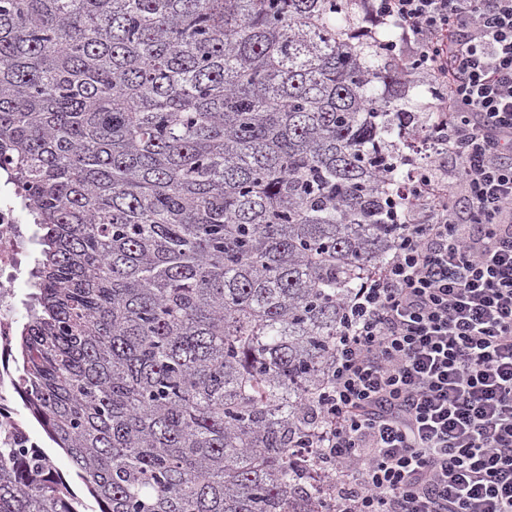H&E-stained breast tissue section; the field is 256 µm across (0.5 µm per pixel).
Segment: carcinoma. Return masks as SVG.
I'll use <instances>...</instances> for the list:
<instances>
[{
  "label": "carcinoma",
  "mask_w": 512,
  "mask_h": 512,
  "mask_svg": "<svg viewBox=\"0 0 512 512\" xmlns=\"http://www.w3.org/2000/svg\"><path fill=\"white\" fill-rule=\"evenodd\" d=\"M365 0H0L39 257L16 383L101 512H321L294 454L438 120ZM0 447V512H78Z\"/></svg>",
  "instance_id": "obj_1"
}]
</instances>
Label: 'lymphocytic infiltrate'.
I'll use <instances>...</instances> for the list:
<instances>
[{
  "label": "lymphocytic infiltrate",
  "instance_id": "1",
  "mask_svg": "<svg viewBox=\"0 0 512 512\" xmlns=\"http://www.w3.org/2000/svg\"><path fill=\"white\" fill-rule=\"evenodd\" d=\"M442 86L448 186L410 175L407 230L348 303L306 446L328 512H512V0H372Z\"/></svg>",
  "mask_w": 512,
  "mask_h": 512
}]
</instances>
